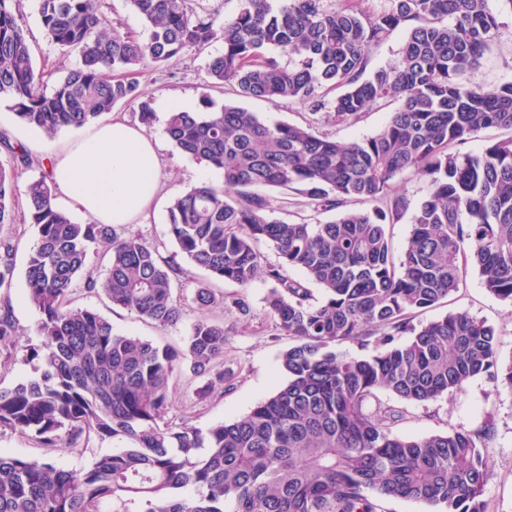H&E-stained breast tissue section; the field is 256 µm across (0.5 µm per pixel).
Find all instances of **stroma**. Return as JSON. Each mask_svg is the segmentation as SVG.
Here are the masks:
<instances>
[{"mask_svg": "<svg viewBox=\"0 0 512 512\" xmlns=\"http://www.w3.org/2000/svg\"><path fill=\"white\" fill-rule=\"evenodd\" d=\"M490 10L500 24L488 50L480 60L473 81L494 87L512 81V5L507 0H488ZM21 23L27 31L32 46L34 62L44 69L51 79H59L79 62L74 51H64L47 41L35 6V0H22ZM222 42H212L205 52L189 49L181 55L156 66H144L137 76L140 88L152 101L163 98L184 97L191 99L195 111L216 110L224 103L239 101L241 107L257 113L269 123H286L311 128L333 138L352 142L377 133L391 112L398 109L394 100L375 104L355 121H339L329 114L315 113L298 101L272 104L261 99L237 100L231 85L210 87L205 83L206 63L209 57L222 53ZM164 117H157L149 132L159 142L161 160L160 193L154 210L147 218L116 227L118 236H137L157 245L161 255L171 264L185 268L177 295L185 299L184 316L180 323L166 330H158L126 310L112 306L102 295L76 289V305L88 307L111 321L116 332L138 336L159 346L182 348L189 327L200 315L192 301L194 286L206 277L204 270L189 266L185 257L167 236L168 207L175 196L197 185L199 161L180 153L166 130ZM0 135L11 143L24 145L36 163L24 169L22 180L40 177L43 169L41 144L45 139L36 130L21 124L9 101L0 102ZM275 216L286 222L301 220L323 224L332 220V213L317 209L303 194L294 189L272 192ZM10 241L14 247V270L11 283L0 288V308L10 307L20 332L19 344L11 349L0 347V388L10 387L33 376L34 365L27 361L25 346L39 344L34 333L38 312L25 296V263L27 254L36 240L33 227L22 222L0 224V241ZM273 283L258 277L249 287L241 288L230 283H215L216 292L222 293L226 305L213 308L209 317L223 320L227 335L224 360L218 372L224 378L205 384L194 378L186 367H177L172 381L169 421L187 423L200 429L230 421L249 412L259 401L271 396L284 383L280 368V355L293 345L292 337L282 333L270 316L265 298ZM244 300L248 315H241L231 302ZM457 311L493 326L497 336L499 367L512 364V305L489 293L482 284L475 267H466L458 292L436 306L416 313L413 325L419 326ZM383 405L398 410L401 419L394 428L396 434L426 437L456 429H472L483 421H491L495 436L484 454L487 458L490 481L484 493L487 512H512V390L502 387L489 376L472 379L463 391L428 402L409 403L387 392H379ZM116 443L108 437L96 435L83 439L74 448H48L34 436L0 428V451L10 456L28 460L48 459L59 466L83 469L97 458L111 453Z\"/></svg>", "mask_w": 512, "mask_h": 512, "instance_id": "stroma-1", "label": "stroma"}]
</instances>
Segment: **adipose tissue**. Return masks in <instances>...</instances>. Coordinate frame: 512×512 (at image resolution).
Returning <instances> with one entry per match:
<instances>
[{
	"label": "adipose tissue",
	"mask_w": 512,
	"mask_h": 512,
	"mask_svg": "<svg viewBox=\"0 0 512 512\" xmlns=\"http://www.w3.org/2000/svg\"><path fill=\"white\" fill-rule=\"evenodd\" d=\"M48 154L58 203L89 222L131 224L157 202L158 142L126 119L90 125L78 139L49 148Z\"/></svg>",
	"instance_id": "adipose-tissue-1"
}]
</instances>
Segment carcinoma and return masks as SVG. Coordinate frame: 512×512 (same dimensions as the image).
<instances>
[{
    "label": "carcinoma",
    "mask_w": 512,
    "mask_h": 512,
    "mask_svg": "<svg viewBox=\"0 0 512 512\" xmlns=\"http://www.w3.org/2000/svg\"><path fill=\"white\" fill-rule=\"evenodd\" d=\"M392 2L391 10L367 15L328 0H279L276 7L240 0L238 13L218 24L189 0H127L148 29L139 41L112 30L101 0H36L46 39L79 53L50 88L33 62L18 0H0V99L47 138L86 127L121 103H138L140 122L151 125L154 112L134 74L213 40L224 51L209 60L207 75L215 85L232 84L241 98L296 100L314 113L331 104L341 121L381 100L400 102L376 134L350 143L267 124L232 103L169 116L175 147L224 175L222 185L198 184L168 210L169 239L209 275L197 282L193 302L201 310L222 306L211 281L246 288L263 273L275 283L269 313L296 340L280 357L284 384L249 413L205 431L166 419L170 380L178 362L197 378L211 374L224 358V322L198 318L184 349L175 350L117 333L96 311L72 306L81 280L87 291L166 329L183 316L174 294L183 272L157 247L121 238L109 224L73 222L52 205L48 174L26 183L37 236L26 298L39 313L40 338L27 353L42 370L0 389V428L50 447H75L92 434L126 445L80 471L0 454V512H104L107 501L116 504L112 512H384L382 503L394 498L432 512H486L492 423L398 436L392 428L401 415L369 401L379 391L436 401L481 375L499 374L512 389V365L498 373L493 327L466 312L411 325L415 313L459 288L468 264L512 305V138L475 154L451 151L487 128L512 130V82H464L499 26L487 0ZM399 27L407 28L401 62L363 78L372 48ZM336 88L342 92L328 101ZM0 144L13 158L0 163V224H8L17 169L30 165V154L21 144ZM407 171L432 186L415 208L403 195L387 211L353 207L388 196ZM296 187L336 218L280 221L270 196L255 192ZM409 210L412 229L397 259L388 224ZM262 242L281 263L262 265ZM100 244L106 272L87 276L88 253ZM12 256L13 245L1 242L0 287L12 277ZM286 266L319 285L322 299L285 275ZM16 336L5 309L0 345L16 346ZM344 341L358 352H339Z\"/></svg>",
    "instance_id": "cac0c4a2"
}]
</instances>
